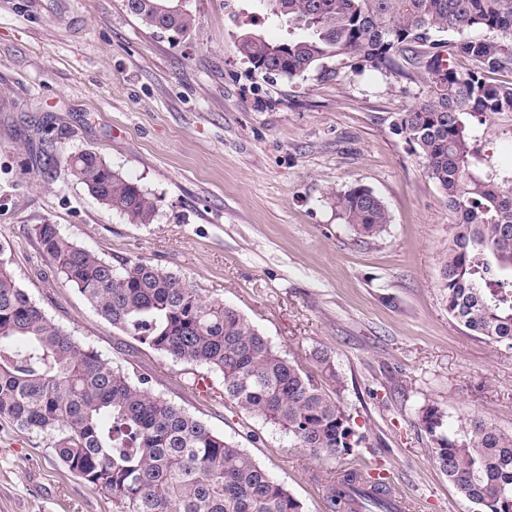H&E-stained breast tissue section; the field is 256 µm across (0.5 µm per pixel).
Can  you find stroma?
<instances>
[{"mask_svg":"<svg viewBox=\"0 0 512 512\" xmlns=\"http://www.w3.org/2000/svg\"><path fill=\"white\" fill-rule=\"evenodd\" d=\"M186 34L150 30L124 0H0V253L57 325L244 448L303 504L328 512L324 475L360 463L417 499V512H471L433 461L421 413L443 431L468 415L512 433V347L468 335L443 303L439 256L452 217L424 160L391 127L423 97L407 75L262 78L237 50L245 30L286 36L260 0H183ZM93 150L158 204L130 224L72 175ZM372 190L391 222L358 237L333 192ZM55 224L111 262L141 258L244 314L314 375L331 355L340 405L366 441L358 457L315 458L225 400L218 374L174 361L113 327L42 251ZM207 377L210 396L193 386ZM0 512H115L75 477L47 435L0 418Z\"/></svg>","mask_w":512,"mask_h":512,"instance_id":"stroma-1","label":"stroma"}]
</instances>
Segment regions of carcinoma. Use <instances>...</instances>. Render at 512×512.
<instances>
[{
  "instance_id": "carcinoma-1",
  "label": "carcinoma",
  "mask_w": 512,
  "mask_h": 512,
  "mask_svg": "<svg viewBox=\"0 0 512 512\" xmlns=\"http://www.w3.org/2000/svg\"><path fill=\"white\" fill-rule=\"evenodd\" d=\"M180 0H125L147 29L184 34L195 16ZM288 28L280 43L245 31L238 51L264 75H333L327 61L428 75L424 97L392 116L393 128L424 159L454 217L440 257L448 315L472 336L512 345V176L481 164L476 145L497 121H512V0H264ZM484 35L473 36L471 32ZM452 39L440 38L442 34ZM459 56L471 62L460 71ZM71 172L100 204L130 224H150L157 203L97 153L68 156ZM352 231H385L389 213L371 190L335 194ZM35 236L64 279L112 325L151 349L222 377L224 398L279 428L317 457L354 455L365 441L340 406L344 383L325 350L313 353L328 391L273 349L238 310L204 299L185 280L148 261L118 264L79 246L55 224ZM0 417L49 435L56 458L117 512H304L303 504L244 449L184 409L133 383L93 348L53 323L18 287L0 256ZM444 412L422 411L439 470L473 512H512V434L481 416L460 437L437 434ZM388 512L384 481L357 467L331 471L330 512Z\"/></svg>"
}]
</instances>
